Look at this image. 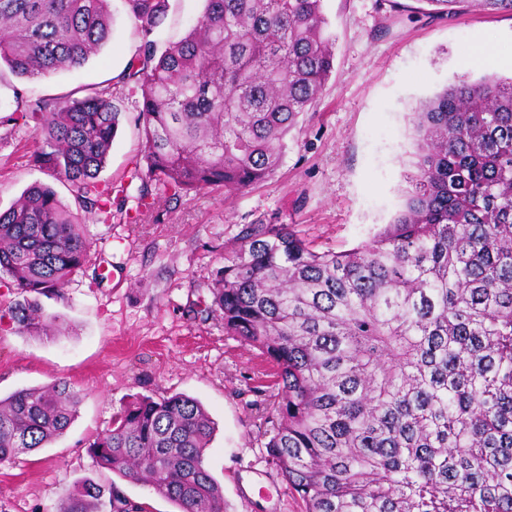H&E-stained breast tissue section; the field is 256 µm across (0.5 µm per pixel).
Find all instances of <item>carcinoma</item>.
Instances as JSON below:
<instances>
[{
	"mask_svg": "<svg viewBox=\"0 0 512 512\" xmlns=\"http://www.w3.org/2000/svg\"><path fill=\"white\" fill-rule=\"evenodd\" d=\"M158 51L145 41L119 76L141 92L135 212L152 190L242 191L271 178L288 135L334 69L324 0H203ZM452 17L512 0H428ZM150 33L167 0H125ZM109 0H0V67L35 79L80 68L110 38ZM0 128L33 130L36 161L112 223L98 180L120 112L112 86L23 97ZM411 190L383 232L318 251L290 224L236 225L224 266L190 312L273 366L265 443L304 512H512V78L461 79L412 122ZM92 242L55 190L34 183L0 209V283L25 296L0 321L58 328L40 296L83 272ZM67 381L0 398V465L45 448L77 418ZM213 421L182 394L134 395L88 443L95 463L143 482L179 512H226L206 449ZM144 512L122 492L75 483L57 512Z\"/></svg>",
	"mask_w": 512,
	"mask_h": 512,
	"instance_id": "1",
	"label": "carcinoma"
}]
</instances>
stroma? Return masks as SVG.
<instances>
[{
	"mask_svg": "<svg viewBox=\"0 0 512 512\" xmlns=\"http://www.w3.org/2000/svg\"><path fill=\"white\" fill-rule=\"evenodd\" d=\"M202 7V0H169L147 36L124 0H112V34L96 56L34 81L0 72V104L14 106L18 89L55 98L86 84L112 85L120 122L99 179L126 184L136 196L129 171L142 153L141 93L116 78L145 40L162 48L183 37ZM324 9L336 36L335 69L313 112L289 135L273 177L235 193L158 194L135 224L120 213L108 224L82 215L93 241L88 268L61 298L41 300L64 332L0 330L1 397L59 380L82 397L62 437L0 466V512H56L85 478L117 486L146 512H177L150 487L99 468L88 452L89 440L131 396L175 393L198 400L215 423L206 462L227 512H301L265 448L271 364L225 335L219 319H195L190 308L223 266L235 225L260 218L292 224L317 249L336 252L371 239L405 202L420 103L464 76H512V15L471 7L450 18L431 13L426 0H325ZM479 42L494 52L466 64ZM32 137L27 128L0 129V208L35 182L74 205L72 187L35 164Z\"/></svg>",
	"mask_w": 512,
	"mask_h": 512,
	"instance_id": "obj_1",
	"label": "stroma"
}]
</instances>
